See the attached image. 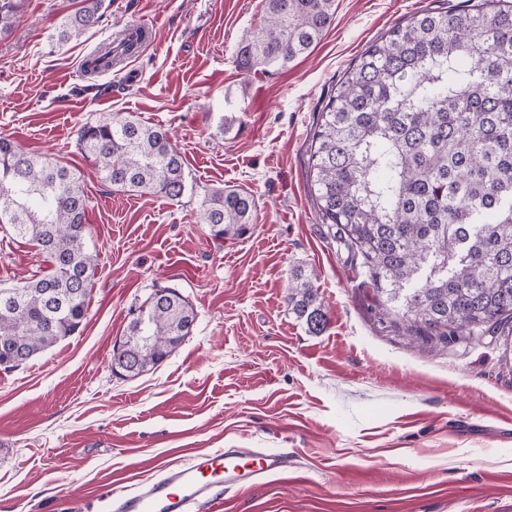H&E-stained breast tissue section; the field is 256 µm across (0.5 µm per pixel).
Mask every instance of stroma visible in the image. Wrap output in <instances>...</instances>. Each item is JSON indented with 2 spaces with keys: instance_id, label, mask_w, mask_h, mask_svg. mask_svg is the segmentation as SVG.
<instances>
[{
  "instance_id": "35a3bbf8",
  "label": "stroma",
  "mask_w": 512,
  "mask_h": 512,
  "mask_svg": "<svg viewBox=\"0 0 512 512\" xmlns=\"http://www.w3.org/2000/svg\"><path fill=\"white\" fill-rule=\"evenodd\" d=\"M442 4L467 2L336 0L310 54L244 74L235 52L264 0H112L99 26L63 44L52 34L80 0H23L0 37V136L81 177L96 276L79 335L0 370V512H109L106 489L137 490L224 448L281 452L288 466L197 512H512L506 337L446 345L391 327L322 223L305 166L317 114L353 61ZM133 23L154 42L121 68L83 74ZM111 112L170 130L188 173L180 202L100 180L76 139ZM223 187L258 202L237 239L198 221L204 190ZM46 267L0 228V287ZM297 267L318 275L321 333L286 304ZM157 287L188 298L194 334L142 375L115 376L112 346Z\"/></svg>"
}]
</instances>
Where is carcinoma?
<instances>
[{"label": "carcinoma", "mask_w": 512, "mask_h": 512, "mask_svg": "<svg viewBox=\"0 0 512 512\" xmlns=\"http://www.w3.org/2000/svg\"><path fill=\"white\" fill-rule=\"evenodd\" d=\"M106 0H81L54 34L67 42L98 26ZM21 0H0V35ZM336 0H265L262 24L240 41L239 71L284 69L316 46ZM78 149L102 182L180 202L187 183L169 130L124 112L85 124ZM322 222L359 261L384 315L427 342L512 333V0L433 9L394 26L353 63L319 113L308 155ZM89 198L69 168L0 137V227L45 257L49 271L0 288V367L11 370L77 334L96 259L85 248ZM254 194L204 192L199 223L216 239L249 232ZM318 277L298 270L288 307L309 331L327 322ZM177 290L157 288L112 348V372L135 378L196 327ZM22 353V363L15 352Z\"/></svg>", "instance_id": "1"}]
</instances>
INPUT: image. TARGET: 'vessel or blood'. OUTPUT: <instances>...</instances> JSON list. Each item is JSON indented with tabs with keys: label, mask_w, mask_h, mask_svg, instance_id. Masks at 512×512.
Instances as JSON below:
<instances>
[{
	"label": "vessel or blood",
	"mask_w": 512,
	"mask_h": 512,
	"mask_svg": "<svg viewBox=\"0 0 512 512\" xmlns=\"http://www.w3.org/2000/svg\"><path fill=\"white\" fill-rule=\"evenodd\" d=\"M285 467L277 453L227 448L168 467L136 492L112 491L108 497L114 512H191L199 501L219 500L222 492L259 484Z\"/></svg>",
	"instance_id": "vessel-or-blood-1"
}]
</instances>
